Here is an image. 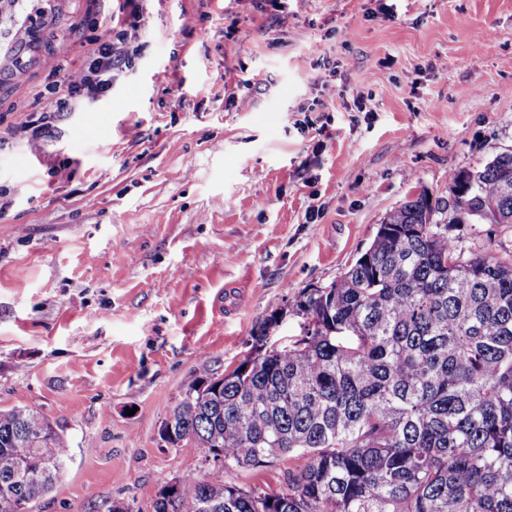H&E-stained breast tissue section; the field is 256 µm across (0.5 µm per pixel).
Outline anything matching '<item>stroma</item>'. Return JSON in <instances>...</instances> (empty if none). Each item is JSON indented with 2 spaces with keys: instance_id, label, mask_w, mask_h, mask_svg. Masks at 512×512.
Returning a JSON list of instances; mask_svg holds the SVG:
<instances>
[{
  "instance_id": "1",
  "label": "stroma",
  "mask_w": 512,
  "mask_h": 512,
  "mask_svg": "<svg viewBox=\"0 0 512 512\" xmlns=\"http://www.w3.org/2000/svg\"><path fill=\"white\" fill-rule=\"evenodd\" d=\"M118 10L138 58L102 93L88 40ZM507 147L512 0H0V410L69 446L35 512H153L203 471L159 435L195 374ZM451 235L512 251V225Z\"/></svg>"
}]
</instances>
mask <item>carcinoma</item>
<instances>
[{"mask_svg": "<svg viewBox=\"0 0 512 512\" xmlns=\"http://www.w3.org/2000/svg\"><path fill=\"white\" fill-rule=\"evenodd\" d=\"M466 173L469 189L405 201L338 278L300 291L293 342L271 341L270 317L252 336L264 351L220 391L195 377L176 435L196 438L210 472L165 485L154 512H512V255L448 236L466 221L512 224V149ZM295 452L307 464L278 489L224 480ZM67 453L46 417L0 411V512L34 507Z\"/></svg>", "mask_w": 512, "mask_h": 512, "instance_id": "cac0c4a2", "label": "carcinoma"}]
</instances>
